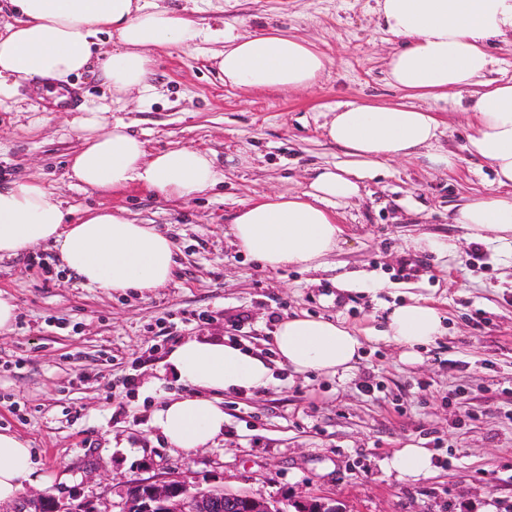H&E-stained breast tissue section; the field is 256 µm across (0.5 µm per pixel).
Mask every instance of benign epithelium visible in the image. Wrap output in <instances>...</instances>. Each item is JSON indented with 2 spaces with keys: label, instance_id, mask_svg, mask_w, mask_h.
Instances as JSON below:
<instances>
[{
  "label": "benign epithelium",
  "instance_id": "obj_1",
  "mask_svg": "<svg viewBox=\"0 0 512 512\" xmlns=\"http://www.w3.org/2000/svg\"><path fill=\"white\" fill-rule=\"evenodd\" d=\"M188 477L175 476L163 484L142 483L134 487L122 503L121 512H290L288 505L268 502L248 494L220 491L189 493ZM98 512L91 504L81 501L59 505L43 496L33 502L34 512ZM296 512H343L331 498H318L297 508Z\"/></svg>",
  "mask_w": 512,
  "mask_h": 512
}]
</instances>
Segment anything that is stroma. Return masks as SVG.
<instances>
[{"instance_id": "1", "label": "stroma", "mask_w": 512, "mask_h": 512, "mask_svg": "<svg viewBox=\"0 0 512 512\" xmlns=\"http://www.w3.org/2000/svg\"><path fill=\"white\" fill-rule=\"evenodd\" d=\"M201 27L288 31L333 60L310 87L245 93L225 86L213 44L155 51L147 101L113 97L97 67L76 79L78 109L57 107L30 85L0 105V182L39 180L74 214L125 209L174 241L172 279L145 293L86 288L51 245L0 259V291L16 306L0 335V429L25 438L52 485H28L0 512L28 499L93 501L120 512L131 486L188 475L194 489L287 503L335 499L343 512H512V247L468 237L456 207L491 189V167L471 158L468 106L475 87L410 96L392 86L387 60L399 43L376 0H197ZM409 104L435 112L439 145L454 170L400 158L341 209L338 249L320 269L275 271L240 253L230 234L239 206L294 194L336 160L325 114L347 103ZM108 107L148 150L216 153L224 183L192 199L131 187L99 193L71 185L81 146L77 111ZM429 234L438 255L416 249ZM433 299L445 332L421 360L377 336L345 377L275 367L268 387L224 397V437L184 453L152 415L184 385L163 374L169 351L192 338L227 339L273 356L277 322L308 315L354 329H384L411 297ZM427 449L432 474L399 476L387 460L405 444Z\"/></svg>"}]
</instances>
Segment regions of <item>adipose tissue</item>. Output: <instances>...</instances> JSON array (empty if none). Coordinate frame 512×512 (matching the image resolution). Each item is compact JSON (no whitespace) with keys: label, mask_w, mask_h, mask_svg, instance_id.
<instances>
[{"label":"adipose tissue","mask_w":512,"mask_h":512,"mask_svg":"<svg viewBox=\"0 0 512 512\" xmlns=\"http://www.w3.org/2000/svg\"><path fill=\"white\" fill-rule=\"evenodd\" d=\"M10 5L14 18L0 29V97L5 98L22 81L68 83L107 37L116 48L101 62L105 80L113 91L143 99L152 90V51L189 48L201 40L219 43L211 58L225 85L242 91L306 88L330 63L324 52L296 36L278 30L206 31L187 7H162L155 0H10ZM378 13L385 31L402 43L387 61L389 79L414 94L441 96L474 84L494 63L488 44L512 37V0H378ZM471 119L467 150L492 167L496 188L458 206L453 221L470 236L490 232L506 243L512 241V81L478 92ZM74 126L83 145L67 177L77 186L109 193L137 185L188 200L224 181L212 152L188 147L148 152L127 124L106 113H83ZM324 127L342 150L339 161L319 169L301 192L264 196L232 218L238 250L267 269L319 267L341 240L338 210L385 173L388 161L423 157L436 167L456 166L455 154L435 148L440 120L420 108L350 103L333 111ZM44 243L88 288L149 291L171 280L176 266L172 239L123 210L99 208L76 217L38 181L0 186V257ZM443 321L433 300L415 297L390 311L382 335L400 348L402 359L414 361L418 346L442 336ZM273 344L279 364L294 372L335 375L352 370L363 337L338 321L295 315L278 323ZM165 364L194 391L164 403L152 425L171 447L185 452L222 436L219 393L259 389L271 380L265 359L217 339L177 344ZM38 479L27 443L0 432V504L12 502Z\"/></svg>","instance_id":"obj_1"}]
</instances>
